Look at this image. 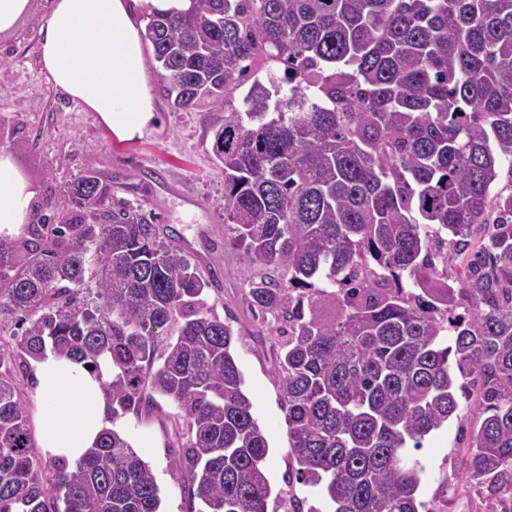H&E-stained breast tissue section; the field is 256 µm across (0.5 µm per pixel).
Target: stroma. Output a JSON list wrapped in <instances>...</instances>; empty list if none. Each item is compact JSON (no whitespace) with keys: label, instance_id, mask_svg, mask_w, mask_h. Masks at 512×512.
<instances>
[{"label":"stroma","instance_id":"stroma-1","mask_svg":"<svg viewBox=\"0 0 512 512\" xmlns=\"http://www.w3.org/2000/svg\"><path fill=\"white\" fill-rule=\"evenodd\" d=\"M50 7L51 0H35L19 33L0 38V148L16 152L39 201L94 169L111 180L118 197L158 214L167 234L180 240L210 280L206 297L212 312L230 320L238 336L235 354L244 390L269 443L268 512H294L302 504L326 512L317 488L293 477L296 464L274 374L276 347L268 324L257 320L245 297L254 269L224 251V176L212 151L223 112L174 111L157 81L153 87L161 129L134 142H117L94 112L57 90L41 69L38 45ZM173 412L166 404L152 416L129 415L125 421L131 443H139L144 433L150 437L142 457L160 488L162 512H186L185 483L174 460L187 438ZM459 425V419L449 420L421 452L425 472L419 498L428 512H485L480 498L457 489L458 451L469 444Z\"/></svg>","mask_w":512,"mask_h":512}]
</instances>
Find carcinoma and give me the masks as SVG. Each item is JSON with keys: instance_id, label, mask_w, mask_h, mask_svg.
I'll return each instance as SVG.
<instances>
[{"instance_id": "1", "label": "carcinoma", "mask_w": 512, "mask_h": 512, "mask_svg": "<svg viewBox=\"0 0 512 512\" xmlns=\"http://www.w3.org/2000/svg\"><path fill=\"white\" fill-rule=\"evenodd\" d=\"M145 42L176 111H245L214 133L224 251L257 269L296 478L330 512H420L412 458L475 397L460 490L512 512V0H191ZM495 222L471 246L473 227ZM463 256L448 284V248ZM155 216L96 172L0 241V368L46 348L99 371L112 419L166 399L184 418L189 508L267 512L269 443L232 325ZM463 378L458 383L457 378ZM149 464L106 431L38 462L0 371V512H160Z\"/></svg>"}]
</instances>
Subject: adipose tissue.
Instances as JSON below:
<instances>
[{"instance_id":"ef3b65f1","label":"adipose tissue","mask_w":512,"mask_h":512,"mask_svg":"<svg viewBox=\"0 0 512 512\" xmlns=\"http://www.w3.org/2000/svg\"><path fill=\"white\" fill-rule=\"evenodd\" d=\"M189 0H53L38 48L40 65L57 89L96 112L117 142L158 131L144 53L142 14L174 13ZM39 210L17 155L0 148V239L24 235ZM100 372L84 363L46 352L34 364L38 440L43 452L73 464L95 446L100 434L123 431L113 421Z\"/></svg>"}]
</instances>
